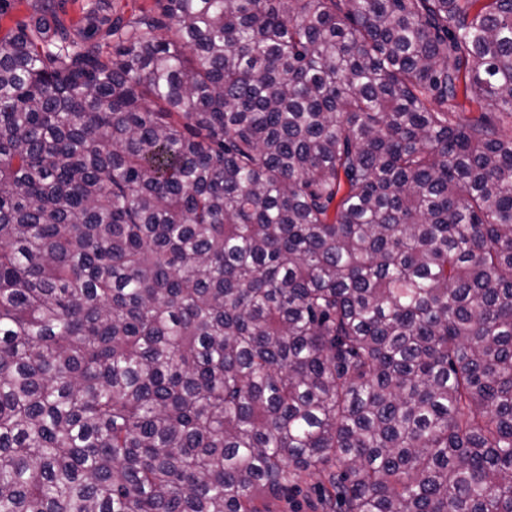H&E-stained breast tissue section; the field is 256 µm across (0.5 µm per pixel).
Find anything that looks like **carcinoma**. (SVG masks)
I'll list each match as a JSON object with an SVG mask.
<instances>
[{
	"instance_id": "obj_1",
	"label": "carcinoma",
	"mask_w": 512,
	"mask_h": 512,
	"mask_svg": "<svg viewBox=\"0 0 512 512\" xmlns=\"http://www.w3.org/2000/svg\"><path fill=\"white\" fill-rule=\"evenodd\" d=\"M507 126L512 0H35L0 512H512ZM273 512H322L318 507L317 479L308 472L300 475L297 489L288 497V502H281L276 507L271 505Z\"/></svg>"
}]
</instances>
